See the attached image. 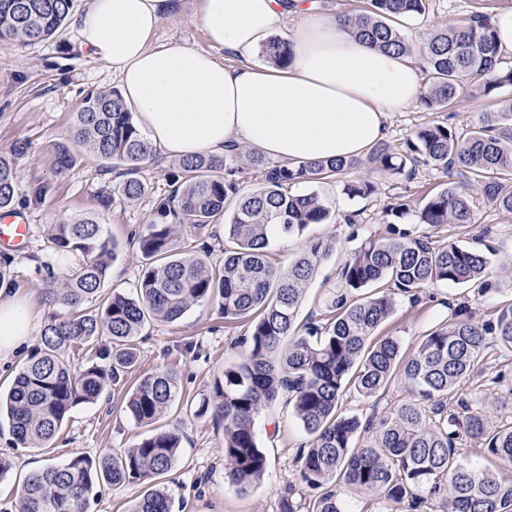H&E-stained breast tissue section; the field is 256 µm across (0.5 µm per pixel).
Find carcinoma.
Returning <instances> with one entry per match:
<instances>
[{
	"mask_svg": "<svg viewBox=\"0 0 512 512\" xmlns=\"http://www.w3.org/2000/svg\"><path fill=\"white\" fill-rule=\"evenodd\" d=\"M430 0H367L351 16L360 38L383 51L406 53L410 45L398 25L423 15ZM73 0H0V46L53 39L68 21ZM275 66L288 64L287 45L273 38L261 50ZM428 75L420 105L429 112L453 108L476 83L493 96L512 85V68L502 67L488 16L474 15L463 25L445 26L423 44ZM28 144L17 141L0 151V210L18 203L16 160ZM86 151L114 172L119 182L101 191L107 208L112 194L135 200L148 186L141 165L152 149L134 113L117 89L87 93L73 112V144L58 145L50 169L58 178L72 169L76 153ZM242 149L224 158H182L168 173L169 190L154 202L153 218L136 238L148 260L131 294L114 292L99 298L101 285L116 258V244L96 213L47 225L60 257L79 255L75 266L46 265L45 294L52 306L70 310L51 314L26 365L7 395H0V417H6L14 446L50 448L63 423L80 404L95 403L136 364V336L151 320L173 323L190 307L217 306L226 323L245 320L246 355L224 368V381L198 407L224 423V466L230 481L245 493L267 472V457L255 431L256 418L268 403L286 397L309 436L298 455L301 481L318 491L308 512H349L338 487L354 486L377 493L388 503H405L421 512L428 499L440 498L439 512H512V478L504 479L469 464L459 440L468 438L477 451L512 468V422L492 427L482 409L466 399L465 388L486 350L500 345L512 350V301L494 317L474 320L467 305L451 309L448 321L420 337L407 353L399 341L380 333L394 309V293L413 302L424 289L446 284L491 291L487 279L495 251L430 235H415L401 220L410 212L400 203L390 209L397 221L387 235L363 240L341 268V292L333 297L329 318L298 323L307 285L333 242L318 239L288 270L276 268L268 256L276 237L300 235L322 224L330 208L317 192L293 194L292 185L337 178L372 165L390 175H410L430 165L459 185L429 196L416 212L417 221L437 230L447 224L473 223L470 195L463 187L480 185L499 208L512 212V103L481 112L466 134L433 121L418 127L395 152L385 143L365 160L307 161L297 165L269 162L252 154L263 171L261 187L241 191L232 163ZM345 193L366 198L375 191L367 179L349 181ZM224 224V258L208 260L209 251L183 236L184 226L201 236L212 224ZM100 300L98 307L86 304ZM108 343L98 344L101 337ZM95 346L96 358L76 369L69 352ZM404 380L412 398L378 420L362 424L341 411L347 389L370 398L395 379ZM179 394L177 374L159 369L141 375L129 389L126 412L150 426ZM176 428H157L131 448L94 462L76 456L51 464L25 478L19 512H90L104 484H147L130 512H173L168 492L157 484L180 457Z\"/></svg>",
	"mask_w": 512,
	"mask_h": 512,
	"instance_id": "1",
	"label": "carcinoma"
}]
</instances>
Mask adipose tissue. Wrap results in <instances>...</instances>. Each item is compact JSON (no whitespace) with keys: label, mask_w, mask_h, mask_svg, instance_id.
<instances>
[{"label":"adipose tissue","mask_w":512,"mask_h":512,"mask_svg":"<svg viewBox=\"0 0 512 512\" xmlns=\"http://www.w3.org/2000/svg\"><path fill=\"white\" fill-rule=\"evenodd\" d=\"M176 2L88 0L76 19L81 45L117 77L157 155L220 157L246 144L292 164L360 159L385 140L390 114L411 107L423 89L410 54L359 39L346 18L311 17L305 0H202L211 51L153 45ZM288 15L298 18L288 64L253 63ZM219 50L237 63L216 58ZM37 328L21 289L0 288V365Z\"/></svg>","instance_id":"1"}]
</instances>
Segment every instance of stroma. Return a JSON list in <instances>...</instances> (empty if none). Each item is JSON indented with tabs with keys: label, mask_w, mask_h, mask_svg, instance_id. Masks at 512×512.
<instances>
[{
	"label": "stroma",
	"mask_w": 512,
	"mask_h": 512,
	"mask_svg": "<svg viewBox=\"0 0 512 512\" xmlns=\"http://www.w3.org/2000/svg\"><path fill=\"white\" fill-rule=\"evenodd\" d=\"M506 0H433L425 15L403 25L402 34L412 46L413 57L432 31L463 24L476 12L493 13ZM201 0H178L175 10L160 23L154 42L158 45L180 43L198 51H210L211 45L199 21ZM118 80L103 64L79 46L74 23H67L53 40L16 44L0 48V148L18 141L26 142L28 152L17 165V195L26 198L41 183L51 189L41 204L24 206L30 226L25 250L5 253L0 250V272L16 275L17 285L31 294L38 306L39 322L49 314L66 315V307L48 309L44 303L45 264L57 257L47 227L97 209L99 191L111 184L112 175L100 172L95 157L84 155L64 177H52L46 162L48 152L59 144H71L72 119L77 104L92 89L109 90ZM512 99V86L499 90L496 97L483 96L470 88L450 111L434 113L414 106L391 113L387 144L404 149L412 132L427 122L439 120L463 134L479 113L496 110ZM367 178L376 185L365 199H350L343 190L346 180ZM444 176L430 166L419 167L412 177L391 176L363 166L346 177L328 179L312 185H296V192L317 191L330 206L325 223L309 226L302 235L272 240L271 261L285 268L317 238L332 239L336 247L321 264L309 283L300 306V319L323 318L330 300L342 287L340 270L351 253L369 237L385 234L390 208L399 201L418 206L427 195L438 190ZM474 223L470 226L446 225L443 234L464 244L483 235L484 243L497 253L490 268L493 289L478 296L462 288L435 285L424 290L419 302L396 296L391 318L382 327L384 334L396 337L402 348H414L419 337L451 315L449 302L466 303L473 319L493 317L497 308L512 299V213L487 200L480 191L472 193ZM152 195L129 202L115 196L102 222L106 232L119 245L109 278L101 293L130 292L137 282L143 259L132 243L135 234L152 219ZM355 215L348 223L347 215ZM250 331L248 322L224 323L209 303L193 306L177 322H150L137 338L139 360L125 375L122 385L96 403L83 404L63 424L54 448H16L8 430L0 429V454L10 457L13 468L0 479V512H18L19 491L29 473L50 463L62 464L78 455L98 458L110 452L133 447L150 429L134 421L124 410L123 400L129 386L142 374L159 368L173 369L180 382L178 407L160 419L161 426L178 428L182 452L173 469L161 481L170 494L173 512H281L284 499H292L304 512L313 492L299 476L297 457L309 437L284 398H277L257 418L255 431L266 454L268 467L263 482L239 493L224 469V426L208 416H198V405L213 393L224 379V368L240 360ZM501 373V383L493 384L489 375ZM469 391L489 425L512 421V351L502 346L490 348L486 359L471 378ZM409 391L401 380H394L385 391L364 398L346 393L342 409L349 415L367 419L388 412L407 400Z\"/></svg>",
	"instance_id": "35a3bbf8"
}]
</instances>
